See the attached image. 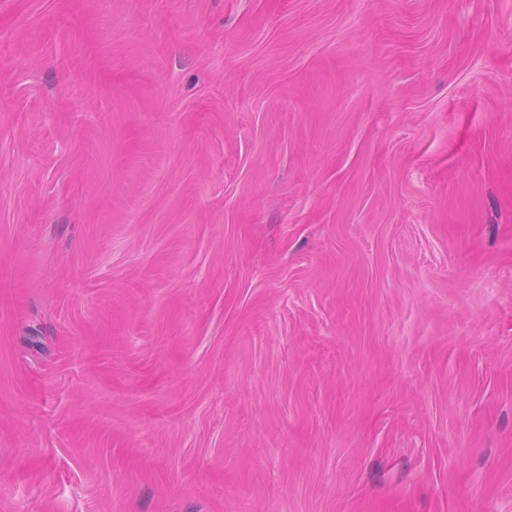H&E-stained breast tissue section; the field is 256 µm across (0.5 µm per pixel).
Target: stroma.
Segmentation results:
<instances>
[{
    "mask_svg": "<svg viewBox=\"0 0 512 512\" xmlns=\"http://www.w3.org/2000/svg\"><path fill=\"white\" fill-rule=\"evenodd\" d=\"M0 512H512V0H0Z\"/></svg>",
    "mask_w": 512,
    "mask_h": 512,
    "instance_id": "obj_1",
    "label": "stroma"
}]
</instances>
